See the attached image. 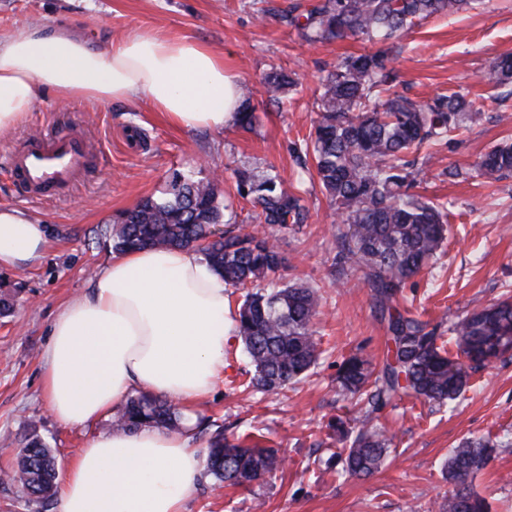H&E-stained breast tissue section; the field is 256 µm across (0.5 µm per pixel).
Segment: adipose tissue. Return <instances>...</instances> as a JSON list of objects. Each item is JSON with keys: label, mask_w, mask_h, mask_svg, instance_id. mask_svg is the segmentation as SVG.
Masks as SVG:
<instances>
[{"label": "adipose tissue", "mask_w": 512, "mask_h": 512, "mask_svg": "<svg viewBox=\"0 0 512 512\" xmlns=\"http://www.w3.org/2000/svg\"><path fill=\"white\" fill-rule=\"evenodd\" d=\"M46 94L126 101L145 96L173 126L234 124L238 81L207 45L132 29L97 49L65 27L0 39V138ZM45 225L0 208V269L47 248ZM235 313L224 280L190 248L113 255L55 316L42 352L43 393L62 423L86 425L140 391L193 407L224 375ZM191 434L150 427L92 436L62 478L54 512H183L200 477Z\"/></svg>", "instance_id": "obj_1"}]
</instances>
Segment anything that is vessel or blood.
<instances>
[{
  "label": "vessel or blood",
  "instance_id": "vessel-or-blood-1",
  "mask_svg": "<svg viewBox=\"0 0 512 512\" xmlns=\"http://www.w3.org/2000/svg\"><path fill=\"white\" fill-rule=\"evenodd\" d=\"M98 157L90 141L71 129L33 135L26 148L9 156L8 165L24 198L46 200L65 194Z\"/></svg>",
  "mask_w": 512,
  "mask_h": 512
}]
</instances>
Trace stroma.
I'll return each instance as SVG.
<instances>
[{"label": "stroma", "mask_w": 512, "mask_h": 512, "mask_svg": "<svg viewBox=\"0 0 512 512\" xmlns=\"http://www.w3.org/2000/svg\"><path fill=\"white\" fill-rule=\"evenodd\" d=\"M293 0H0V37L22 28L59 23L105 48L138 27L189 38L223 56L239 84L252 87V128L181 129L153 112L144 98L96 103L41 98L13 134L0 139V206L23 211L48 225L43 257L0 272V294L13 310L0 316V472L15 461L23 442L38 433L53 448L59 473L108 419L78 426L56 420L42 388L40 354L57 312L86 290L112 258L108 225L141 200L164 195L174 173L206 179L223 170L222 201L237 224L254 230L250 207L236 192L235 169L276 171L284 187L303 186L309 208L301 233L277 232L287 259L284 281L317 289L322 297L314 329L323 353L306 378L272 395L242 391L249 365L240 346L227 356L224 379L190 410L191 420L223 424L228 436L278 449L287 464L272 481L216 487L203 476L184 512H439L453 491L443 477L452 450L471 438L491 437L499 448L473 479L492 512H512V354L470 372L455 408L406 398L376 413L374 423L393 435L389 462L368 478L337 477L318 458L336 448L332 424L355 414V401L336 390L342 359L360 352L383 363L386 332L360 272L333 263L346 225L316 176L303 174L293 154L313 130L320 81L346 55L375 51L351 36L331 43L307 41L285 25L280 11ZM394 92L427 101L462 92L483 102V115L423 165L414 193L452 213L444 254L432 275L405 281L402 293L423 321L447 333L477 307L512 296V173L493 183L474 177L450 182L446 170L474 169L483 154L512 143V84L484 85L480 76L501 56L512 55V0H478L474 8L417 22L392 41ZM294 71L299 84L284 107L260 85L275 68ZM82 130L98 147V160L63 197L47 202L21 198L7 156L36 133Z\"/></svg>", "instance_id": "35a3bbf8"}]
</instances>
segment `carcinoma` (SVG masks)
I'll return each instance as SVG.
<instances>
[{"instance_id":"1","label":"carcinoma","mask_w":512,"mask_h":512,"mask_svg":"<svg viewBox=\"0 0 512 512\" xmlns=\"http://www.w3.org/2000/svg\"><path fill=\"white\" fill-rule=\"evenodd\" d=\"M472 0H313L300 11L292 4L281 11L283 23L312 41L333 42L365 36L385 43L414 22L441 13L465 10ZM396 76L385 49L341 59L321 81L314 136L304 150L312 154L316 175L336 208L338 223L349 226L334 257L338 269L363 273L375 309L387 318L388 355L381 369L356 353L342 360L336 382L360 397L362 406L350 421L336 420L345 447L324 461L326 468L358 478L369 477L385 463L393 438L371 427L372 414L405 398L445 405L457 400L468 373L447 349L454 342L475 367L512 351V301L476 308L453 324L450 340L437 328L398 309L402 283L431 268L444 250L449 213L409 192L418 159L428 146L453 139L480 116V105L454 92L421 103L390 92ZM491 85L512 84V57L495 61L482 75ZM268 100L280 103L298 79L282 69L264 75ZM488 180L512 172V146L496 147L477 166ZM215 177L206 182L176 172L165 196L147 197L124 211L108 229L116 252L143 248H193L236 290H244L236 317V337L249 359L246 390L276 392L303 378L321 355L313 321L320 297L302 284L279 285L284 258L269 234L244 232L225 222ZM237 194L248 200L259 223L297 232L308 221L299 193L281 186L273 173H237ZM224 225L215 236L214 226ZM151 426L182 433L181 415L166 399L141 394L130 398L111 421L114 430ZM208 434L205 474L218 483L244 485L276 477L285 459L277 450L232 442L224 426L202 419ZM496 444L486 438L464 441L453 449L443 472L455 490L441 512H489V504L472 487V478L493 456ZM4 480L21 485L42 506L56 494V467L51 448L31 434Z\"/></svg>"}]
</instances>
